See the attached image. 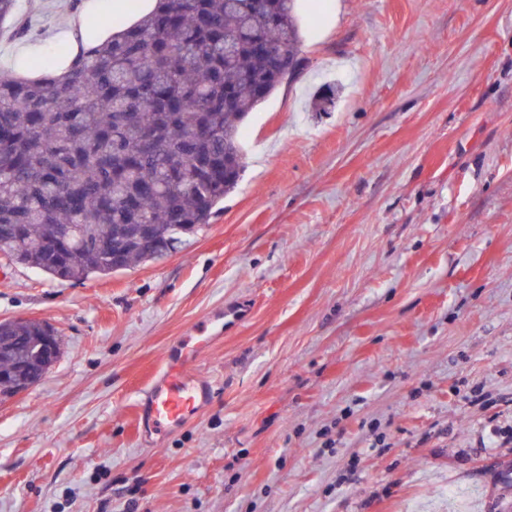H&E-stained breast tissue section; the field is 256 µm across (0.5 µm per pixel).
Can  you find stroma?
<instances>
[{"mask_svg":"<svg viewBox=\"0 0 512 512\" xmlns=\"http://www.w3.org/2000/svg\"><path fill=\"white\" fill-rule=\"evenodd\" d=\"M16 13L1 67L61 52L70 0ZM296 18L306 66L189 246L76 284L0 258V321L61 340L0 399V512H512V0ZM241 304L199 414L138 433L167 347Z\"/></svg>","mask_w":512,"mask_h":512,"instance_id":"stroma-1","label":"stroma"}]
</instances>
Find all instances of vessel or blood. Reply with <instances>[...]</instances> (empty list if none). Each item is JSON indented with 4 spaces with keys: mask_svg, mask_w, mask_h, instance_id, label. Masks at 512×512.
I'll return each instance as SVG.
<instances>
[{
    "mask_svg": "<svg viewBox=\"0 0 512 512\" xmlns=\"http://www.w3.org/2000/svg\"><path fill=\"white\" fill-rule=\"evenodd\" d=\"M208 342L205 336H185L173 344L172 355L166 358L140 406V429L157 430L195 415L207 383L194 371L193 364Z\"/></svg>",
    "mask_w": 512,
    "mask_h": 512,
    "instance_id": "obj_1",
    "label": "vessel or blood"
}]
</instances>
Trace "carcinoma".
I'll list each match as a JSON object with an SVG mask.
<instances>
[{
	"label": "carcinoma",
	"mask_w": 512,
	"mask_h": 512,
	"mask_svg": "<svg viewBox=\"0 0 512 512\" xmlns=\"http://www.w3.org/2000/svg\"><path fill=\"white\" fill-rule=\"evenodd\" d=\"M295 0H160L121 37L0 69V257L63 281L156 262L236 184L241 123L305 62ZM65 69L61 75L55 68ZM72 235L61 240L62 227ZM110 241L111 256L98 249ZM47 322L0 325V395Z\"/></svg>",
	"instance_id": "1"
}]
</instances>
